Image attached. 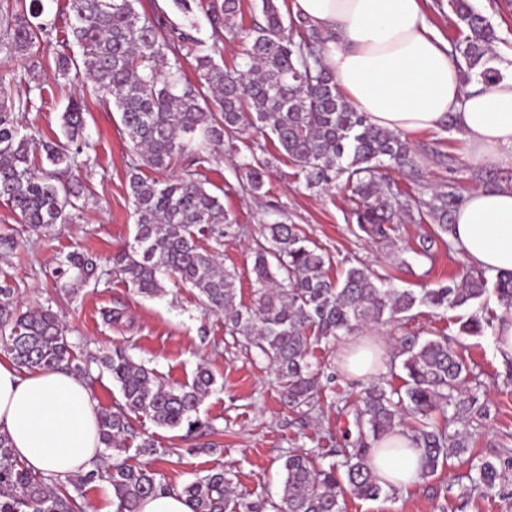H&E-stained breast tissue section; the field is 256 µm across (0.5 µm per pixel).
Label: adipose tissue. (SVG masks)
Segmentation results:
<instances>
[{
  "label": "adipose tissue",
  "instance_id": "obj_1",
  "mask_svg": "<svg viewBox=\"0 0 512 512\" xmlns=\"http://www.w3.org/2000/svg\"><path fill=\"white\" fill-rule=\"evenodd\" d=\"M295 17L333 36L324 62L350 103L395 133L457 127L477 163L512 166V75L464 89L447 42L427 25L418 0H291ZM451 239L472 265L512 272V185L466 193ZM100 412L66 369H22L0 359V432L33 471L68 477L99 457ZM379 482L419 481L415 451H372Z\"/></svg>",
  "mask_w": 512,
  "mask_h": 512
}]
</instances>
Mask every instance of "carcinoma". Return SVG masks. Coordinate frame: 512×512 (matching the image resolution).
<instances>
[{"label": "carcinoma", "instance_id": "1", "mask_svg": "<svg viewBox=\"0 0 512 512\" xmlns=\"http://www.w3.org/2000/svg\"><path fill=\"white\" fill-rule=\"evenodd\" d=\"M136 0H67L68 28L79 54L56 53L60 79L79 81L105 107L120 113L122 131L138 160L130 164L129 189L136 216L133 244L112 255V264L128 287L142 296L164 291L168 278L197 290L205 309L224 314L231 333L254 341L275 370L284 403L293 410L311 408L318 396L320 371L308 356L313 343L336 341L360 327L387 325L409 317L416 308L446 312L484 295L487 281L472 271L452 286L420 292L385 288L381 276L362 265L349 267L333 281L327 271L330 255L307 239L295 224L278 221L263 226L265 243L257 246L254 273L257 288L251 306L236 307L234 274L221 269L219 247L231 223L224 204L206 189L199 169L214 161L207 146L234 142L243 134L273 136L281 154L306 186L324 188L339 177L353 197L359 230L377 242L396 243L401 214L416 210L418 221L431 222L447 233L458 198L444 185L429 194L406 199L386 170L413 169L416 161L403 134L372 125L338 88L323 61L322 31L305 21L286 24L276 0H260L262 21L246 34V62H216L218 41L194 36L197 25L188 0H172L184 14L177 29L160 17L139 13ZM463 26V38L452 43V57L463 59L466 79L488 84L500 76L489 66L496 34L469 0H450ZM44 0H5L0 11V53L27 56L51 41L52 23L42 19ZM241 0H209L206 12L213 34L238 38ZM193 57L197 81L182 77V61ZM15 93L0 90V199L19 223L44 233L73 222L83 207L84 187L69 178L81 167L78 157L89 147L84 139L82 101L73 99L61 115L64 140L40 138L35 128L22 131L20 116L31 111L52 89L36 78V64L14 73ZM171 172L158 180L143 173ZM92 260L78 251L57 260L53 276L74 287L94 274ZM494 291L501 305L512 307V273L496 276ZM7 276L0 277V352L22 368L64 367L94 380L92 367L108 374L121 400L100 413L101 457L77 478L61 479L29 470L13 454L8 436L0 433V512H83L84 487L106 482L112 487L115 512H139L142 501L170 490L160 473L131 465L123 455L157 459L167 450L151 435L136 432L131 415L154 425L208 428L200 406L213 391L216 377L199 368L192 381L170 387L127 351L77 354L51 307L21 311ZM490 319L474 312L462 331L480 334ZM390 370L400 368L401 384L374 383L365 388L357 413L359 437L328 454L320 449L288 453L285 480L275 512H344L345 492L367 499L389 498L396 489L381 485L373 474L368 451L404 434L420 452V477L449 465L467 448V433L438 424L437 411L464 420L476 401L462 383L470 369L448 337H398ZM415 419L416 425L407 422ZM502 467L491 461L470 463L468 478L476 489H493ZM191 512H265L262 499L238 496L228 473H209L183 487Z\"/></svg>", "mask_w": 512, "mask_h": 512}]
</instances>
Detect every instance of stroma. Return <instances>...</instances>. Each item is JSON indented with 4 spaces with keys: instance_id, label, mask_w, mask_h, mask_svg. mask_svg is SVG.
<instances>
[{
    "instance_id": "stroma-1",
    "label": "stroma",
    "mask_w": 512,
    "mask_h": 512,
    "mask_svg": "<svg viewBox=\"0 0 512 512\" xmlns=\"http://www.w3.org/2000/svg\"><path fill=\"white\" fill-rule=\"evenodd\" d=\"M476 11L494 27L492 67L512 63V0H470ZM85 105V136L90 146L82 154L78 170L87 187L84 208L74 223L57 226L50 233H35L20 224L5 202L0 201V228L12 229L19 246L0 257V271L18 290L22 309L51 307L64 326L67 339L81 350L109 351L122 346L144 361L168 385L191 382L198 366L208 367L217 384L200 407L210 422L211 433L186 436L143 421L166 456H130V463L159 471L172 487L180 489L206 474L232 472L236 491L250 500L279 502L282 495V463L288 451L314 447L339 448L358 437L356 404L360 391L370 382H391L388 368L372 376L352 378L343 373L340 358L344 341L313 345L309 360L318 365L324 393L319 410L304 413L286 407L268 363L243 340H233L225 318L207 312L195 289L167 283L166 291L144 297L128 288L113 271L110 258L132 242L135 216L128 189L131 155L121 132L120 114L108 111L80 84L63 82L52 100L32 110L42 136L61 134V114L69 98ZM417 162L416 170L391 171L397 186L408 195L448 183L458 194L473 189L512 184V166L492 163L474 165L467 145L454 129L408 133ZM264 161V187L252 193L245 165ZM280 155L268 138L242 136L233 151H224L218 163L209 165L204 177L210 190H222L224 212L239 230L225 237L222 263L236 275V301L250 305L255 286L254 251L261 242V227L275 221L298 225L301 231L331 257L330 277L340 276L361 262L384 276L387 286L419 291L462 280L469 271L459 252L447 241H436L432 259L414 254L419 238L437 233L433 224L403 219L397 247L369 239L357 228L354 204L342 184L308 189L304 178ZM79 250L96 258L97 277L72 291L55 279L57 258ZM493 317L499 312L494 291L472 307L445 314L423 311L396 325H379L387 354H394L398 336L414 333L424 338L448 335L482 387L467 417L468 448L451 459L448 467L421 480L414 488L389 499L366 500L346 495V512H512V469L491 490L473 489L468 479L471 461L499 462L503 449H512V385H505L508 365L497 354L492 328L469 335L460 329V317L471 310ZM119 322H112V312Z\"/></svg>"
}]
</instances>
